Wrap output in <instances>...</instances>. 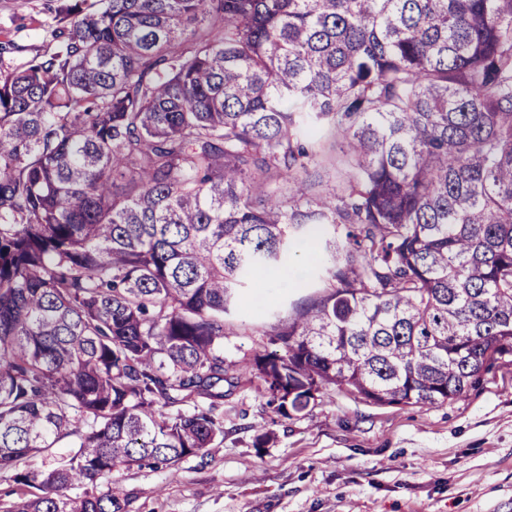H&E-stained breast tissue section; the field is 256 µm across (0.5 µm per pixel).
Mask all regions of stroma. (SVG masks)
I'll use <instances>...</instances> for the list:
<instances>
[{
    "label": "stroma",
    "instance_id": "obj_1",
    "mask_svg": "<svg viewBox=\"0 0 512 512\" xmlns=\"http://www.w3.org/2000/svg\"><path fill=\"white\" fill-rule=\"evenodd\" d=\"M56 0H0V41L22 66L49 48ZM326 187L347 158L335 131L316 139ZM318 247L299 249L281 281L258 280L227 319L224 358H248L259 330L319 291ZM112 490L128 512H512V356L458 400L379 406L334 387L309 412L276 413L257 371L224 388V440L177 471L120 468Z\"/></svg>",
    "mask_w": 512,
    "mask_h": 512
}]
</instances>
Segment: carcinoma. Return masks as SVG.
I'll list each match as a JSON object with an SVG mask.
<instances>
[{"mask_svg":"<svg viewBox=\"0 0 512 512\" xmlns=\"http://www.w3.org/2000/svg\"><path fill=\"white\" fill-rule=\"evenodd\" d=\"M56 18L23 68L0 43V475L37 489L3 512H127L113 472L207 455L249 368L290 419L332 386L453 401L512 355V0ZM324 128L339 192L314 191ZM315 240L324 291L227 363L241 291ZM321 174L326 187H338L344 180L347 157L342 151V138L334 130H324L316 138Z\"/></svg>","mask_w":512,"mask_h":512,"instance_id":"obj_1","label":"carcinoma"}]
</instances>
